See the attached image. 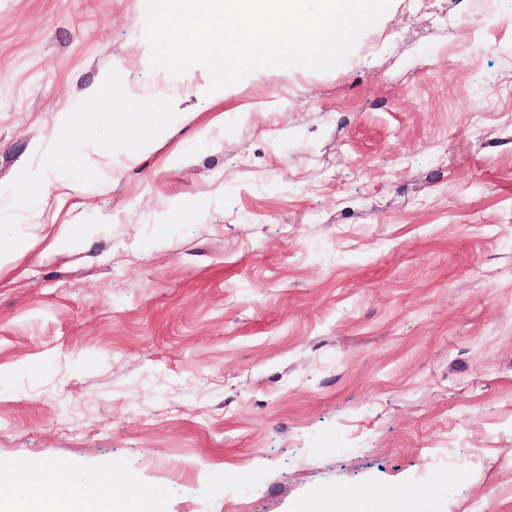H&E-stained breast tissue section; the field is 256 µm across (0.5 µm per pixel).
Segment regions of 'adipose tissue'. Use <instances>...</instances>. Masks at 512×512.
<instances>
[{
  "label": "adipose tissue",
  "instance_id": "adipose-tissue-1",
  "mask_svg": "<svg viewBox=\"0 0 512 512\" xmlns=\"http://www.w3.org/2000/svg\"><path fill=\"white\" fill-rule=\"evenodd\" d=\"M0 482L11 488L0 496V512H141L144 498L160 501L161 489H130L115 495L109 491L110 474L76 479L61 464L38 471L25 468L0 470Z\"/></svg>",
  "mask_w": 512,
  "mask_h": 512
}]
</instances>
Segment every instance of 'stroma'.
Listing matches in <instances>:
<instances>
[{"label": "stroma", "mask_w": 512, "mask_h": 512, "mask_svg": "<svg viewBox=\"0 0 512 512\" xmlns=\"http://www.w3.org/2000/svg\"><path fill=\"white\" fill-rule=\"evenodd\" d=\"M145 32V0H0V467L512 512V0H392L340 66L220 94ZM117 65L139 119L88 96ZM97 117L92 112H63L58 117L60 131L78 132L81 128H87Z\"/></svg>", "instance_id": "35a3bbf8"}]
</instances>
